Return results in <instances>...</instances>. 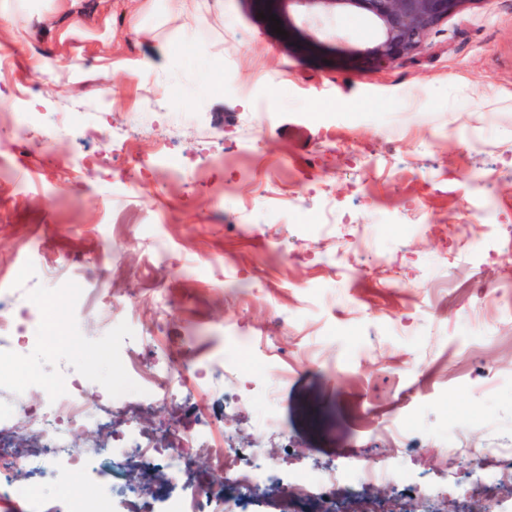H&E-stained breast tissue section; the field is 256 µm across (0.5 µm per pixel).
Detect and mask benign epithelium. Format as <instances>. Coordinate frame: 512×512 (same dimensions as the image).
Masks as SVG:
<instances>
[{
	"label": "benign epithelium",
	"instance_id": "benign-epithelium-1",
	"mask_svg": "<svg viewBox=\"0 0 512 512\" xmlns=\"http://www.w3.org/2000/svg\"><path fill=\"white\" fill-rule=\"evenodd\" d=\"M276 14L281 2L321 11L354 7L377 26L379 37L367 50H354L350 60L362 69H374L418 48L434 26L457 12L467 0H264Z\"/></svg>",
	"mask_w": 512,
	"mask_h": 512
}]
</instances>
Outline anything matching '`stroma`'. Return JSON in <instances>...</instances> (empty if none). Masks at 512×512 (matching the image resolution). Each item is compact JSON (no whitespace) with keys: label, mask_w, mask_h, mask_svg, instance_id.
<instances>
[{"label":"stroma","mask_w":512,"mask_h":512,"mask_svg":"<svg viewBox=\"0 0 512 512\" xmlns=\"http://www.w3.org/2000/svg\"><path fill=\"white\" fill-rule=\"evenodd\" d=\"M263 11L194 0L138 32L122 0H37L0 23V133L13 137L22 115L56 131L45 147H0V289L33 336L70 279L116 297L109 312L56 315L31 365H68L98 405L122 374L92 348L124 325L150 340L148 366L175 356L168 336L188 351L204 340L207 386L189 378L137 426L259 443L267 482L240 504L191 448L177 486L153 482L161 458L117 469L103 453L69 476L109 489L115 512L131 488L167 512L200 485L197 512H289L296 471L394 461L410 484L337 487L336 512H512L511 484L473 493L491 472L445 453L454 439L512 447V0H467L421 47L366 72L302 54ZM289 22L339 53L375 43L357 10ZM147 58L151 75L135 77ZM291 123L309 132L302 148L283 136ZM110 137L121 154L105 156ZM161 149L174 170H131ZM243 336L292 352L287 378L225 375ZM266 382L272 406L230 411ZM401 415L397 443L381 426Z\"/></svg>","instance_id":"35a3bbf8"}]
</instances>
